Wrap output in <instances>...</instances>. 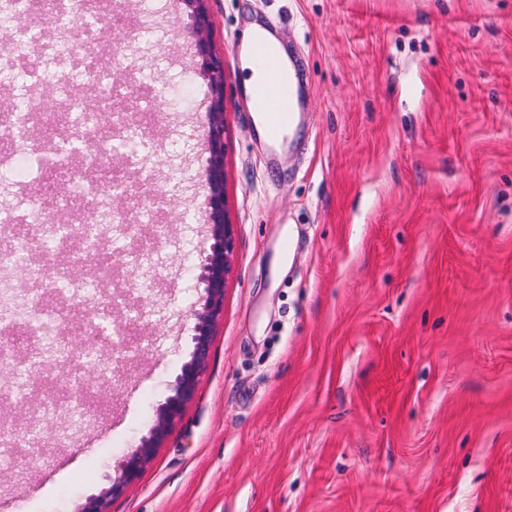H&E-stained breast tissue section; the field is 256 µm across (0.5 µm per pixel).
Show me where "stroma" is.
Wrapping results in <instances>:
<instances>
[{"instance_id":"obj_1","label":"stroma","mask_w":512,"mask_h":512,"mask_svg":"<svg viewBox=\"0 0 512 512\" xmlns=\"http://www.w3.org/2000/svg\"><path fill=\"white\" fill-rule=\"evenodd\" d=\"M224 64L231 271L194 395L107 512H512V0H209ZM152 35L134 76L166 100L129 163L158 191L128 276L133 345L96 343L120 377L79 430L0 388V419L43 423L35 459L0 446L9 512H79L138 447L192 350L207 246L209 88L170 0H102ZM275 28L303 123L270 155L240 55ZM290 237L291 251L280 242ZM73 290L41 319L78 326Z\"/></svg>"}]
</instances>
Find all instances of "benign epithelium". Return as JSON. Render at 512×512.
<instances>
[{"label": "benign epithelium", "instance_id": "benign-epithelium-1", "mask_svg": "<svg viewBox=\"0 0 512 512\" xmlns=\"http://www.w3.org/2000/svg\"><path fill=\"white\" fill-rule=\"evenodd\" d=\"M182 4L192 19L197 55L210 85L209 132L203 142V150L207 154L208 210L212 236L209 247L200 253L199 263L189 267V273L203 285L204 303L201 310L194 312L197 323L194 326L190 359L183 364L180 374L170 384L172 395L155 409L150 436L123 459L119 475L112 479L107 489L86 498L80 512H105L104 500L120 494L124 486L137 477L149 460L151 448L156 446L169 423L181 415L184 403L192 394L207 360L210 327L221 310L226 278L230 271L231 224L225 219L224 196V70L210 44L211 20L205 0H182Z\"/></svg>", "mask_w": 512, "mask_h": 512}]
</instances>
